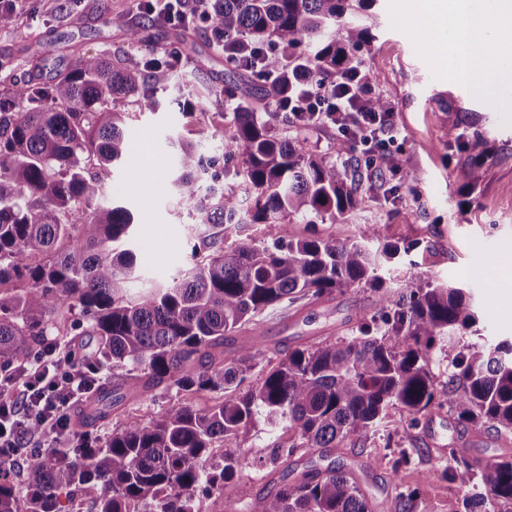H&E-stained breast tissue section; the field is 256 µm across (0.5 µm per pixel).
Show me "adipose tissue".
Returning a JSON list of instances; mask_svg holds the SVG:
<instances>
[{"label":"adipose tissue","instance_id":"obj_1","mask_svg":"<svg viewBox=\"0 0 512 512\" xmlns=\"http://www.w3.org/2000/svg\"><path fill=\"white\" fill-rule=\"evenodd\" d=\"M411 9L441 19L459 79L497 99L512 89V60L498 51L501 30L512 27V0H413Z\"/></svg>","mask_w":512,"mask_h":512}]
</instances>
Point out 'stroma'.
Masks as SVG:
<instances>
[{
	"label": "stroma",
	"instance_id": "35a3bbf8",
	"mask_svg": "<svg viewBox=\"0 0 512 512\" xmlns=\"http://www.w3.org/2000/svg\"><path fill=\"white\" fill-rule=\"evenodd\" d=\"M140 9V0H29L22 18H0V89L31 78L50 82L54 65L67 64L78 53L137 59L164 57L172 46L183 47L184 68L159 89L157 111L126 107L130 138L148 144L150 163L132 153L112 175L139 231L135 248L140 268L131 284L135 291L166 284L186 269L200 233L173 185L177 138L196 126L183 104L202 102L205 122L228 128L233 114L225 86L255 84L250 72L227 64L200 20L191 22L179 40L167 20L144 15L147 43L130 47L118 21ZM362 17L373 39L358 57L396 112L398 148L415 181L389 197L364 192V204L345 222L300 224L295 232L412 247L421 259L415 272L422 280L470 293L482 341L512 339V288L502 285L512 275V103L492 101L456 78L443 57L442 29L430 16L410 17L407 0H375ZM39 61L44 64L40 70L35 67ZM476 135L486 142L485 178L469 191L460 177L469 157L458 144ZM377 297L375 289L363 285L315 303L284 301L258 317L257 333L245 332L241 338L265 345L277 359L307 342L351 335L360 323L377 318ZM290 437L288 429H273L257 419L239 439L254 466L225 484L223 500L206 501L205 512H230L243 490L253 496L273 490L261 461L272 443L286 444ZM436 437L464 444L468 454L485 460L512 454V433L474 430L444 409L420 415L414 425L401 406L393 405L377 434L365 445L345 448L340 460L369 497L372 512H397L396 495L402 488L416 493L417 512H462L470 488L424 477L441 462L432 449ZM394 448L414 451L411 462L397 472L390 454Z\"/></svg>",
	"mask_w": 512,
	"mask_h": 512
}]
</instances>
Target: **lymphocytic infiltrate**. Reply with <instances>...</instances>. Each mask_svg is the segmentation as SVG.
<instances>
[{
    "label": "lymphocytic infiltrate",
    "mask_w": 512,
    "mask_h": 512,
    "mask_svg": "<svg viewBox=\"0 0 512 512\" xmlns=\"http://www.w3.org/2000/svg\"><path fill=\"white\" fill-rule=\"evenodd\" d=\"M371 95L369 78L360 70L316 86L303 84L288 109L313 113L320 126L360 146L363 178L377 191L399 127L389 115L375 122L365 118L362 103ZM91 382L90 367L74 350L61 347L16 367L13 377L0 376V457L8 458L14 448L40 451L50 439L66 436L74 406ZM34 419L40 423L36 431L30 428Z\"/></svg>",
    "instance_id": "f902f5d3"
}]
</instances>
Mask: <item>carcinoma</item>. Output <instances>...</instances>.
Returning <instances> with one entry per match:
<instances>
[{
	"label": "carcinoma",
	"instance_id": "carcinoma-1",
	"mask_svg": "<svg viewBox=\"0 0 512 512\" xmlns=\"http://www.w3.org/2000/svg\"><path fill=\"white\" fill-rule=\"evenodd\" d=\"M363 2L208 0L205 19L228 58L263 72L252 94L286 107L301 82L357 67L355 51L373 39L354 19ZM272 43L279 51L267 56ZM177 63L174 56L79 54L49 85L0 93V370L50 353L53 336H87L110 373L92 389L71 447L12 449L28 480L25 512H71L76 496L90 512H203V500L223 495L226 482L254 465L237 447L261 415L294 430L289 452L327 456L349 442L365 444L392 404L410 415L446 407L478 430L512 432V341L461 345L441 388L428 368L425 351L478 323L470 295L454 285L414 278L398 296L380 294L378 320L360 324L357 334L310 342L276 362L257 343L224 356L226 342L261 312L352 286L381 288L378 271L408 253L397 244L296 236L294 225L345 221L364 199L343 161L354 151L350 141L336 139L329 155L312 152L306 139L276 132L275 112L240 102L229 132L199 126V134L224 142L218 156L179 141L177 195L208 231L179 280L129 294L137 278L131 213L99 204L113 166L130 151L118 105L132 98L139 111H157L159 86ZM459 147L470 158L466 186L474 188L484 176L485 142L468 138ZM389 172L408 186L415 180L399 155ZM204 176L213 182L206 194ZM226 177L251 186V210L241 212L224 192ZM240 224H276L279 237L271 247L227 241ZM255 369L262 377L236 392ZM173 389L183 398L158 419H129L103 447L89 443L127 398ZM204 393L224 400L200 410L194 399ZM218 443L224 453L216 457ZM433 475L479 488L464 499V512L512 503L511 455L483 461L450 448ZM241 500L244 512H371L334 462L312 465L265 495L243 492ZM0 512H18L2 468Z\"/></svg>",
	"mask_w": 512,
	"mask_h": 512
}]
</instances>
